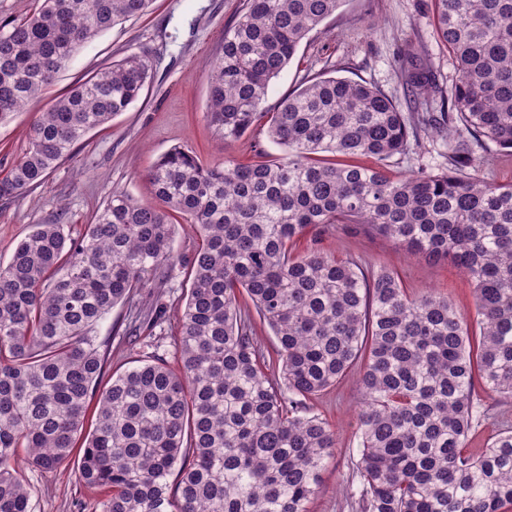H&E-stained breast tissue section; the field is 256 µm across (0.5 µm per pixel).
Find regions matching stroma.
Masks as SVG:
<instances>
[{"mask_svg": "<svg viewBox=\"0 0 512 512\" xmlns=\"http://www.w3.org/2000/svg\"><path fill=\"white\" fill-rule=\"evenodd\" d=\"M241 0H152L147 14L115 25L81 48L42 98L0 124V174H6L24 151L36 112L68 92L79 81L135 54L148 62L151 80L141 98L107 128L89 133L75 144L27 195L0 203V262H8L17 244L36 224L64 220L70 234L82 233L109 193L126 191L140 200L153 197L148 172L173 147L192 151L202 164L231 157L246 162L258 152L278 154L265 135L249 133L232 145L206 118L212 64L224 43V28L237 14ZM413 52L440 85L451 86L457 73L442 49L432 19V0H344L319 30L303 40L289 66L274 79L261 108L276 111L280 100L308 81L327 74L365 82L402 94L404 78L395 61ZM443 172L448 147L436 131L421 137V145L401 162L402 174L419 168ZM339 258L355 257L368 265L394 269L412 294L437 290L467 314H474L472 289L450 264L411 255L392 242L338 226L316 243ZM189 288L186 273L159 290L166 316L146 345L125 338L129 318L117 305L99 323L96 333L109 339L112 355L107 371L127 368L138 357L173 360V336ZM362 399L359 369H352L335 388L315 403V410L336 431L338 451L321 473L311 512H352L349 493L355 483L360 443L356 412ZM487 411L469 436V447L484 448L512 422V401L482 394ZM34 512H99L97 497L77 479L73 461L57 470L28 473Z\"/></svg>", "mask_w": 512, "mask_h": 512, "instance_id": "35a3bbf8", "label": "stroma"}]
</instances>
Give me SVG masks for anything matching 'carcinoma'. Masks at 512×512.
<instances>
[{
  "mask_svg": "<svg viewBox=\"0 0 512 512\" xmlns=\"http://www.w3.org/2000/svg\"><path fill=\"white\" fill-rule=\"evenodd\" d=\"M151 2L37 0L23 21L0 22V123L82 45ZM343 2L243 0L224 28L207 118L224 147L263 131L280 155L205 166L174 147L148 174L153 202L113 190L85 233L37 224L0 265V512H32L27 470L54 471L72 455L108 360L100 321L119 304L135 305L149 331L161 320L134 296L150 298L183 266L176 214L198 233L176 366L139 360L103 387L77 466L102 493L100 512H310L337 448L311 402L358 363L357 512H512V428L480 453L466 448L475 381L512 399V183L476 167L512 152V0H432L458 79L448 93L415 67L405 84L418 100L440 99L438 118L324 75L262 111L271 81ZM149 71L130 55L37 113L0 200L33 190L127 111ZM437 119L453 171L393 172ZM357 157L373 164L349 162ZM332 224L451 260L473 286L475 322L432 290L408 293L393 270L295 250ZM257 317L276 338L271 351Z\"/></svg>",
  "mask_w": 512,
  "mask_h": 512,
  "instance_id": "cac0c4a2",
  "label": "carcinoma"
}]
</instances>
